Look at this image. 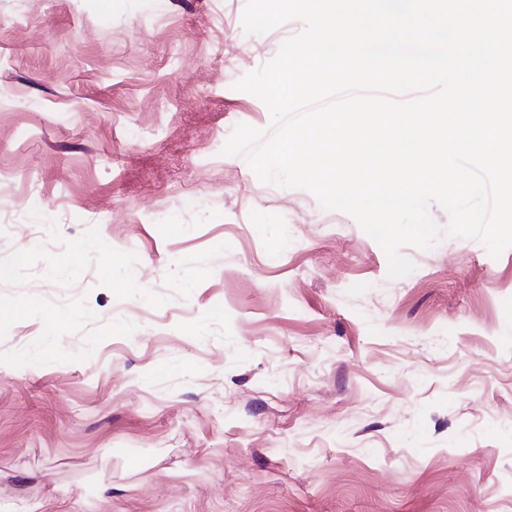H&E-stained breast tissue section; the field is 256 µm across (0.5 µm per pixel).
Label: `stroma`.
Instances as JSON below:
<instances>
[{
  "instance_id": "stroma-1",
  "label": "stroma",
  "mask_w": 512,
  "mask_h": 512,
  "mask_svg": "<svg viewBox=\"0 0 512 512\" xmlns=\"http://www.w3.org/2000/svg\"><path fill=\"white\" fill-rule=\"evenodd\" d=\"M246 4L0 0V494L512 512V247L444 234L391 280L351 215L224 154L271 123L236 83L304 28Z\"/></svg>"
}]
</instances>
